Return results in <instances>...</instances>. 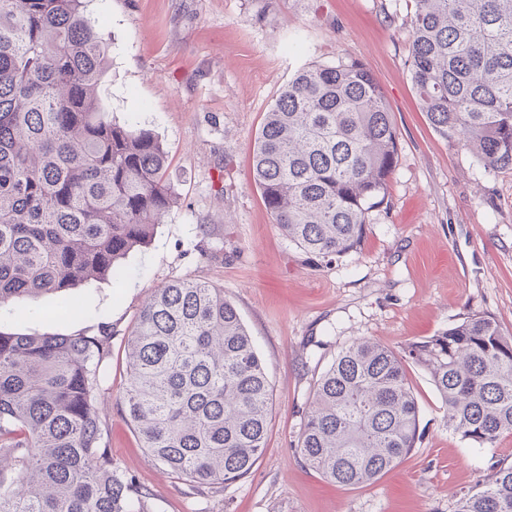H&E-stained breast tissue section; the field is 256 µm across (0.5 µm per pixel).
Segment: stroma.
<instances>
[{
	"instance_id": "1",
	"label": "stroma",
	"mask_w": 512,
	"mask_h": 512,
	"mask_svg": "<svg viewBox=\"0 0 512 512\" xmlns=\"http://www.w3.org/2000/svg\"><path fill=\"white\" fill-rule=\"evenodd\" d=\"M109 44L101 88L111 116L158 136L178 201L122 274L0 307V331L96 334L112 344L97 399L113 461L151 493L155 512H454L459 496L512 462V436L472 448L451 433L427 375L408 367L420 407L415 448L375 482L350 489L293 448L316 380L360 337L397 348L466 313H491L512 336V170L491 172L439 135L408 71L414 0H87ZM363 61L385 93L399 143L388 206L370 212L360 250L311 262L282 235L251 174L265 113L302 67ZM178 278L224 289L266 364L272 420L254 468L219 492L173 479L118 408L126 338L155 288Z\"/></svg>"
}]
</instances>
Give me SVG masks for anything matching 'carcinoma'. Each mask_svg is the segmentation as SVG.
I'll list each match as a JSON object with an SVG mask.
<instances>
[{
  "mask_svg": "<svg viewBox=\"0 0 512 512\" xmlns=\"http://www.w3.org/2000/svg\"><path fill=\"white\" fill-rule=\"evenodd\" d=\"M85 0H0V306L117 275L177 202L151 131L110 117L108 43ZM409 71L429 123L491 172L512 170V0H416ZM399 156L384 91L357 59L297 71L266 112L252 178L274 223L325 264L357 251L388 204ZM111 331L0 332V512H154L112 461L96 407ZM120 412L142 447L197 490L250 473L272 393L224 289L154 290L127 337ZM427 373L448 430L472 448L512 434V336L467 314L395 350L341 348L303 410L294 451L342 486L374 482L420 439L407 365ZM455 512H512V464Z\"/></svg>",
  "mask_w": 512,
  "mask_h": 512,
  "instance_id": "cac0c4a2",
  "label": "carcinoma"
}]
</instances>
